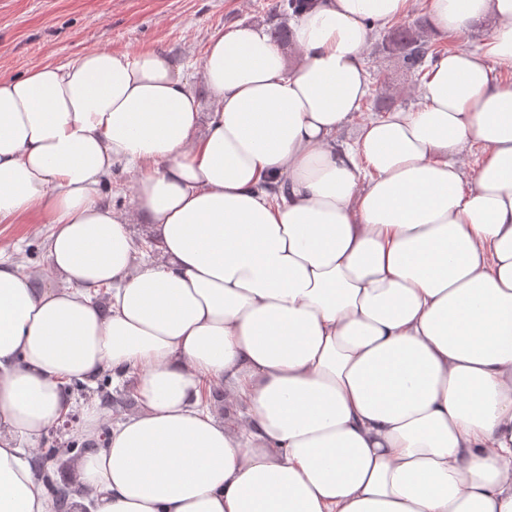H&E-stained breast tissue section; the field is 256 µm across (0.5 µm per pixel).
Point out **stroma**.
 <instances>
[{
    "instance_id": "35a3bbf8",
    "label": "stroma",
    "mask_w": 512,
    "mask_h": 512,
    "mask_svg": "<svg viewBox=\"0 0 512 512\" xmlns=\"http://www.w3.org/2000/svg\"><path fill=\"white\" fill-rule=\"evenodd\" d=\"M274 0H0V76H19L33 65H61L92 49L137 53L154 51L199 79L211 35L240 23L269 26ZM370 72L386 82L370 112L412 108L418 103L416 75L372 39L365 48ZM52 227L34 213L0 222V257L15 261L26 254V272L49 286L59 285L48 258Z\"/></svg>"
}]
</instances>
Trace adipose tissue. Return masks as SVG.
I'll return each instance as SVG.
<instances>
[{
    "mask_svg": "<svg viewBox=\"0 0 512 512\" xmlns=\"http://www.w3.org/2000/svg\"><path fill=\"white\" fill-rule=\"evenodd\" d=\"M410 8L312 0L292 68L237 25L198 85L152 51L0 76V222L47 213L64 282L0 260V512H52L19 442L107 367L142 407L77 464L95 512H512V0H428L434 34L493 30L338 141ZM116 168L135 211L102 200Z\"/></svg>",
    "mask_w": 512,
    "mask_h": 512,
    "instance_id": "obj_1",
    "label": "adipose tissue"
}]
</instances>
